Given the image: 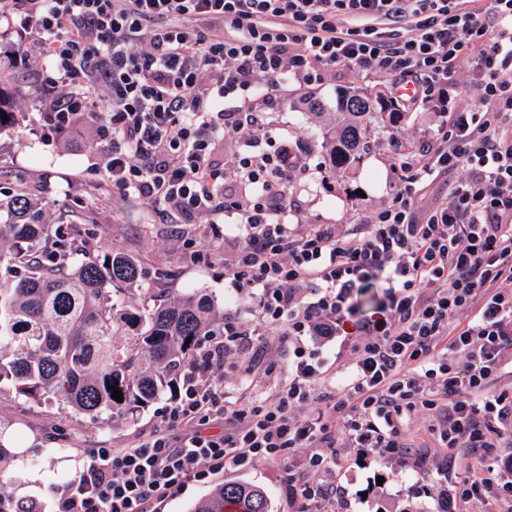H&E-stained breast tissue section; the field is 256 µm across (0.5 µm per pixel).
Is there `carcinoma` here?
<instances>
[{
  "instance_id": "1",
  "label": "carcinoma",
  "mask_w": 512,
  "mask_h": 512,
  "mask_svg": "<svg viewBox=\"0 0 512 512\" xmlns=\"http://www.w3.org/2000/svg\"><path fill=\"white\" fill-rule=\"evenodd\" d=\"M337 105L339 122L324 129L323 144L330 162L346 167L368 148L377 113L359 89L341 92ZM51 232L38 202L22 193L0 201V243L9 244L0 252V383L23 396L50 395L94 419L139 410L173 391L199 337L220 335L219 309L187 293L118 311L115 293L140 286L141 260L121 251L49 255L42 245ZM121 325L137 327V347L116 342ZM115 388L121 403L112 398ZM228 508L271 512L266 492L249 483L221 486L195 512Z\"/></svg>"
}]
</instances>
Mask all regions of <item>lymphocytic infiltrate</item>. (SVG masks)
I'll return each mask as SVG.
<instances>
[{
    "mask_svg": "<svg viewBox=\"0 0 512 512\" xmlns=\"http://www.w3.org/2000/svg\"><path fill=\"white\" fill-rule=\"evenodd\" d=\"M0 22L12 67L44 60L37 77L52 98L40 139L92 122L113 189L159 201L167 220L237 215L242 234L225 274L238 291H257L260 320L294 344L288 368L267 370L275 402L234 407L208 376L223 345L201 344L162 429L94 449L52 512H161L189 483L282 457L289 501L313 512L348 497L304 477L335 466L334 437L402 459L419 414L439 420L449 451L468 448L485 463L482 477L449 486L442 512L474 499L512 506V484L499 482L512 456L496 453L512 441V395L491 391L512 361V0H0ZM141 39L147 47L134 49ZM465 59L479 77L474 111L448 94ZM339 68L386 79L405 105L442 103L447 119L425 161L399 160L390 201L369 220L347 234L329 224L294 232L288 185L310 167L264 114L288 80L319 83ZM257 98L264 111L252 108ZM228 127L249 147L237 197L213 160ZM438 178L445 199L423 207ZM376 278L388 284L383 315L362 323L332 382L316 347L340 336L354 292ZM306 284L303 302L295 290ZM466 308L471 319L457 326ZM302 405L307 413L295 415ZM217 420L223 434H206Z\"/></svg>",
    "mask_w": 512,
    "mask_h": 512,
    "instance_id": "1",
    "label": "lymphocytic infiltrate"
}]
</instances>
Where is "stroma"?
<instances>
[{"label":"stroma","mask_w":512,"mask_h":512,"mask_svg":"<svg viewBox=\"0 0 512 512\" xmlns=\"http://www.w3.org/2000/svg\"><path fill=\"white\" fill-rule=\"evenodd\" d=\"M0 81L12 97L13 120L0 127V195L24 192L40 202L48 223L58 230L68 250L104 252L121 250L143 261L140 287L118 295L119 303L134 308L145 300H169L190 292L207 295L225 319L253 332V347L242 354L239 341L226 344L224 364L217 376L224 382V396L240 405L261 397L274 399L264 370L268 362L287 366L292 349L278 327L261 325L254 300L232 288L225 278L224 261L241 230L235 218L209 223L195 217L189 224H167L158 202L127 196L112 189L100 169L103 152L90 128L59 134L45 142L31 134L46 104L34 70L0 67ZM349 87H362L372 94H387L381 78L340 70L321 85L306 88L289 83L279 111L268 113L273 133L298 143L310 171L290 195L287 221L292 225L335 224L346 230L360 223L390 197L398 178L397 152L417 159L443 119L437 106L403 109L396 120L378 117L369 148L353 168L332 167L321 138L322 128L336 117V98ZM321 102L322 115H315L302 96ZM169 401L160 396L133 417L117 416L101 423L48 398L32 399L0 387V428L23 437L21 448L7 449L0 456V479L11 496L39 500L50 508L53 487L49 471L80 473L93 448H122L156 430L161 411ZM431 417L417 415L408 423V436L415 454L405 462L363 456L360 449L341 448L336 466L315 475V482L336 481L347 487L352 512H440L442 490L449 478L481 476L477 453L461 448L448 453L429 429ZM38 455L42 472L33 474L23 463L24 455ZM288 463L283 459L258 461L244 470H228L205 483L189 484L164 512H192L214 488L225 483L247 482L263 488L272 512H294L285 492Z\"/></svg>","instance_id":"35a3bbf8"}]
</instances>
